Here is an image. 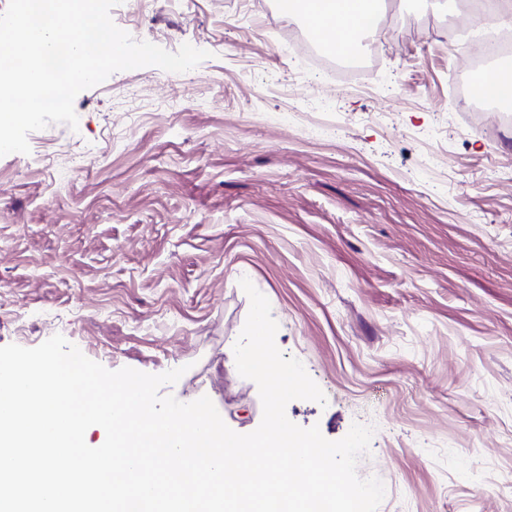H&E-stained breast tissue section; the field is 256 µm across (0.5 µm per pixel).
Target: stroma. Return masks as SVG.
<instances>
[{
    "label": "stroma",
    "instance_id": "35a3bbf8",
    "mask_svg": "<svg viewBox=\"0 0 512 512\" xmlns=\"http://www.w3.org/2000/svg\"><path fill=\"white\" fill-rule=\"evenodd\" d=\"M398 2L365 71L334 79L276 0L115 5L133 39L210 56L113 73L77 128L0 157V346L58 333L110 370L185 367L162 394L247 434L245 277L326 396L289 420L373 428L357 473L382 480L378 512H512V125L451 93L485 21L445 33V0Z\"/></svg>",
    "mask_w": 512,
    "mask_h": 512
}]
</instances>
